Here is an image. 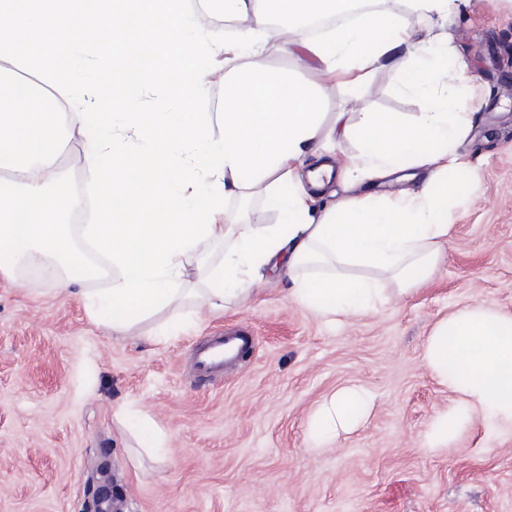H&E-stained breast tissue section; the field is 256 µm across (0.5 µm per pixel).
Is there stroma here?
Segmentation results:
<instances>
[{
    "instance_id": "stroma-1",
    "label": "stroma",
    "mask_w": 512,
    "mask_h": 512,
    "mask_svg": "<svg viewBox=\"0 0 512 512\" xmlns=\"http://www.w3.org/2000/svg\"><path fill=\"white\" fill-rule=\"evenodd\" d=\"M450 33L471 63L465 148L480 183L412 294L332 328L275 276L223 315L188 297L117 336L80 295L0 273V512H90L104 479L126 512H512V430L491 438L476 424L443 452L422 446L433 412L455 401L422 362L435 322L474 301L512 313V0H471ZM284 41L270 38L265 64L320 83L329 114L411 122L424 109L398 89L401 60L354 88L283 55ZM168 319L187 327L159 335ZM230 329L250 334L247 354L221 377L193 376L196 345ZM352 384L374 396L368 420L312 447L310 412ZM133 414L163 451L141 448Z\"/></svg>"
}]
</instances>
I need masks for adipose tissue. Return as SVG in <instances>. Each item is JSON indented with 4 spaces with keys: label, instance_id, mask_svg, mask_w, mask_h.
I'll return each instance as SVG.
<instances>
[{
    "label": "adipose tissue",
    "instance_id": "ef3b65f1",
    "mask_svg": "<svg viewBox=\"0 0 512 512\" xmlns=\"http://www.w3.org/2000/svg\"><path fill=\"white\" fill-rule=\"evenodd\" d=\"M347 2L205 0L216 15L249 18L230 36L200 31L194 13L175 10L173 0H0V272L26 262L59 285L108 277L85 306L117 335L184 294L206 242L225 246L200 298L211 313L279 266L288 299L333 326L386 303L381 280L400 296L417 290L479 184L459 151L474 121L469 65L448 32L411 37L391 7L304 36L305 20L336 15ZM272 27L290 35L284 53L354 86L401 56V89L424 95V111L411 124L373 112L327 119L318 83L263 64ZM172 51L183 65L161 69ZM221 54L242 65L224 79L218 118L186 111L185 102L208 93L205 61ZM160 83L164 92L148 98ZM76 133L94 190L82 249L63 223L78 202L58 165ZM339 137L356 145L340 166L345 192L320 204L305 184L330 172L321 156ZM309 155L319 162L303 181L298 168ZM419 168L426 174L414 190H360ZM257 186L278 223H223L225 200ZM359 267L366 276L353 278ZM423 361L457 396L431 417L428 452L477 421L512 426V314L487 302L457 307L434 324ZM371 404L360 386L321 401L309 416L313 446L352 431Z\"/></svg>",
    "mask_w": 512,
    "mask_h": 512
}]
</instances>
